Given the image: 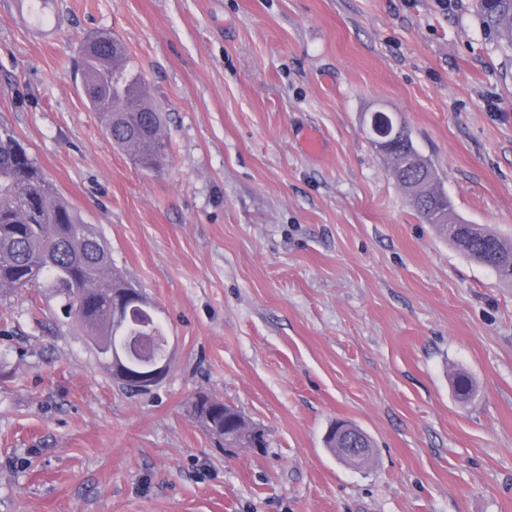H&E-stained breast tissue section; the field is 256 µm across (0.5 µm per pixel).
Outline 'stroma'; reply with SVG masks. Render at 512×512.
Returning <instances> with one entry per match:
<instances>
[{"mask_svg": "<svg viewBox=\"0 0 512 512\" xmlns=\"http://www.w3.org/2000/svg\"><path fill=\"white\" fill-rule=\"evenodd\" d=\"M29 3L0 0V124L156 304L172 360L127 394L50 289L0 294V512H512V285L417 217L365 132L397 114L456 213L512 238V61L473 0H47L41 23ZM99 32L166 114L162 172L87 104ZM201 390L268 448L214 450ZM336 419L370 466L325 447ZM348 438L352 439V444L347 443ZM325 443L334 456L339 453L338 448L343 453L348 454L349 456L346 457L344 463L351 464L352 466L358 465L360 467L366 465L370 461L373 452L372 441L367 433L356 425L345 422L336 423L331 427ZM360 448H367V450L358 457L357 461H354L350 456L357 457L356 451Z\"/></svg>", "mask_w": 512, "mask_h": 512, "instance_id": "stroma-1", "label": "stroma"}]
</instances>
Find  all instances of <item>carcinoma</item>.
<instances>
[{
  "label": "carcinoma",
  "instance_id": "obj_1",
  "mask_svg": "<svg viewBox=\"0 0 512 512\" xmlns=\"http://www.w3.org/2000/svg\"><path fill=\"white\" fill-rule=\"evenodd\" d=\"M483 27L497 47L512 54V0H474ZM81 86L89 108L100 118L107 137L140 167L154 170L168 156L169 141L163 113L146 90V80L134 73L122 41L110 33L85 39L79 51ZM392 177L409 196L414 210L448 237L467 258L496 269L499 280L512 281V240L479 224H468L456 213L436 169L412 138L383 154ZM49 288L67 319H75L88 336L104 367L112 369V351L120 344L126 309L119 300L130 284L112 258L105 240L92 224L46 178L36 159L15 132L0 126V291L18 293ZM165 335L161 320L143 317L129 325ZM199 426L217 448H225L228 418L246 419L238 408L211 393L194 396ZM326 447L364 448L344 463L364 466L372 456L370 437L361 428L339 422L331 427Z\"/></svg>",
  "mask_w": 512,
  "mask_h": 512
}]
</instances>
